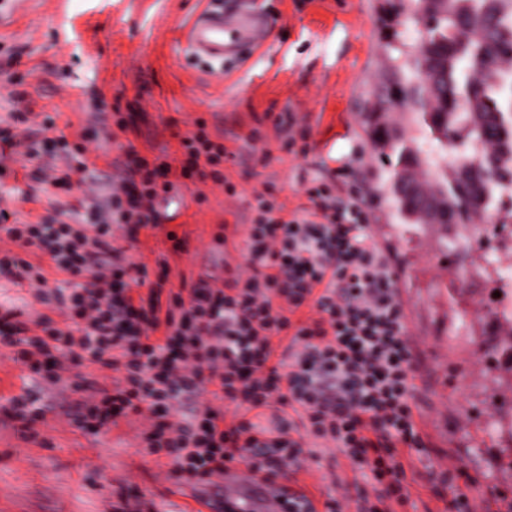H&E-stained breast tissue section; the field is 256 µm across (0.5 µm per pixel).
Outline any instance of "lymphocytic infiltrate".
<instances>
[{"label": "lymphocytic infiltrate", "instance_id": "1", "mask_svg": "<svg viewBox=\"0 0 512 512\" xmlns=\"http://www.w3.org/2000/svg\"><path fill=\"white\" fill-rule=\"evenodd\" d=\"M21 135L0 142L39 160L30 126L33 96L12 94ZM180 167L127 147L122 175L107 199L87 185L79 203L94 217L73 224L61 214L23 223L0 208V277L35 291L45 310L36 320L0 311V347L29 371L59 382L68 364L112 372L111 386L81 376L67 412L94 433L143 416L141 444L169 459L178 479L215 485L232 463L246 479L273 484L294 477L314 447L334 449L375 494L351 499L344 482L323 512H392L409 497L415 455L429 445L418 428L414 381L418 344L410 335L390 252L374 240L370 217L346 183L345 168L306 188L307 206L285 216L271 192L255 193L243 241L225 235L239 259L223 276L166 291V273L147 270L114 244L160 229L157 199L177 183L212 181L237 190L223 164L236 154L212 140L204 122L182 137ZM33 250L40 264L24 256ZM62 283L53 287L50 275ZM213 394L232 413L204 403ZM451 488L448 512H491L492 500L469 494L459 462L439 471Z\"/></svg>", "mask_w": 512, "mask_h": 512}]
</instances>
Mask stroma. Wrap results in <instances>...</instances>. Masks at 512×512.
<instances>
[{"label": "stroma", "instance_id": "stroma-1", "mask_svg": "<svg viewBox=\"0 0 512 512\" xmlns=\"http://www.w3.org/2000/svg\"><path fill=\"white\" fill-rule=\"evenodd\" d=\"M223 3L225 13L267 20L271 28L260 47L245 46L217 66L193 55L181 36L208 0H0V131L7 127V78L13 75L36 86V109L56 128V136L42 144V161L61 167L66 158L82 156L98 183L118 175L122 156L109 143L80 149L82 136H102L91 122L99 100L112 122L141 101V134L131 142L171 163L181 158L178 136L193 131L199 119L212 139L239 151L237 162L224 167L238 199H228L213 184L189 182L166 204L170 219L164 230L143 233L134 245L115 240L149 274L167 262L168 285L175 289L222 258L224 248L215 238L225 225L244 224L253 190L271 184L291 211L306 204L305 189L313 180L349 167L360 187L359 203L382 226V244L396 258L406 322L424 352L415 384L431 448L414 464L422 470L458 459L475 480V497L492 495L511 506L512 366L493 367L482 356L507 334L489 322L498 256L478 243L437 262V242L396 220L374 189V174L387 164L366 140L360 107L383 64L387 0ZM286 110L299 120L290 147L274 125ZM255 128L261 139L252 143L248 136ZM38 164L15 155L7 161L8 173L0 174V206L18 211L24 222L51 212L55 202L75 200L42 184ZM29 190L37 201H22ZM199 192L203 201L192 202ZM169 230L186 238V251H174L165 237ZM472 305L478 311L470 317L464 309ZM75 381L70 371L58 386H49L0 349V512H127L138 500L143 512H190L209 496L208 487L170 477L165 456L144 451L143 421H123L97 434L80 429L61 407L77 400ZM21 395L32 410L47 412L36 425L38 438L22 436L5 415L11 398ZM339 477L370 487L324 448L296 483L322 501Z\"/></svg>", "mask_w": 512, "mask_h": 512}]
</instances>
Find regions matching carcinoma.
<instances>
[{"instance_id":"obj_1","label":"carcinoma","mask_w":512,"mask_h":512,"mask_svg":"<svg viewBox=\"0 0 512 512\" xmlns=\"http://www.w3.org/2000/svg\"><path fill=\"white\" fill-rule=\"evenodd\" d=\"M388 2L386 63L365 117L373 151L390 160L383 192L418 232L434 206L471 224L512 191V0H449L429 13L418 0ZM378 112L402 122L382 125Z\"/></svg>"}]
</instances>
